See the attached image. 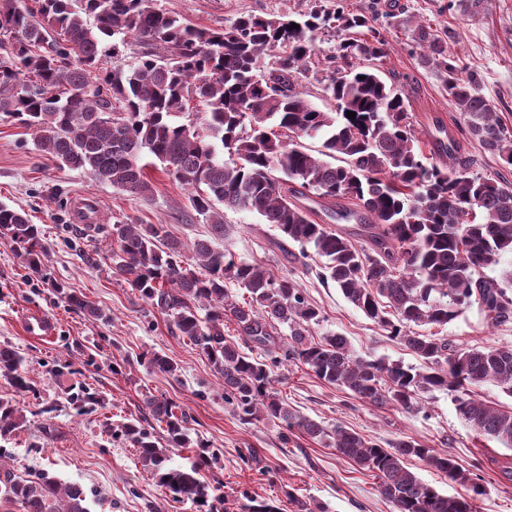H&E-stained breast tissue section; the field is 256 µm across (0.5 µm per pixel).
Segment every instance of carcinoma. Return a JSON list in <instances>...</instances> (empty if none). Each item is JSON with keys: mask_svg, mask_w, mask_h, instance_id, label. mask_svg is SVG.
I'll return each instance as SVG.
<instances>
[{"mask_svg": "<svg viewBox=\"0 0 512 512\" xmlns=\"http://www.w3.org/2000/svg\"><path fill=\"white\" fill-rule=\"evenodd\" d=\"M331 20L336 53L320 61L316 32ZM129 39L140 45L135 61L100 75L109 51ZM412 42L441 77L469 136L512 166V128L483 96L478 72L460 65L448 41L428 26L417 24ZM383 57L380 33L362 13L242 15L207 28L154 0H80L78 8L72 0H0V114L32 131L37 151L133 194L151 191L145 169L159 165L189 191L191 209L217 236L224 235L223 209L259 215L280 232L281 249L313 247L324 258L319 277L425 363L420 369L365 360L341 335L311 340L309 327L320 322V311L293 279L238 261L207 239L192 248L197 272L185 266L183 247L162 225L113 224L107 231L116 243L112 265L207 357L238 419H275L283 443L303 437L335 449L373 473L394 512H476L485 489L452 453L413 437L383 446L342 426L329 430L288 407L274 387L275 370L293 366L374 407L405 413L419 410L421 395L448 391L470 429L512 447V410L487 405L471 390L493 383L512 394V345L468 349L407 331L445 326L474 304L495 322L512 319V270L498 280L484 273L512 252V184L475 172L451 137L436 141L426 156L406 98L380 75L376 61ZM312 76L336 102L335 111L307 98L303 86ZM198 107L201 124L192 119ZM306 139L320 140L321 148L309 149ZM219 146L231 161L219 157ZM308 191L336 219L358 223L365 245L315 222L314 209L298 202ZM344 198L356 207L340 205ZM0 239L15 245L25 267L42 268V229L26 212L0 205ZM230 283L245 297L237 299ZM49 286L73 309L101 316L83 296ZM226 323L260 354L229 342ZM148 363L178 377L180 366L166 356L154 354ZM22 364L18 350L0 346V378L17 393H31ZM68 400L80 413L104 407L86 384L68 392ZM143 404L152 422L115 427L106 421L105 432L131 443L171 500L189 502L196 512H222L224 495L201 480L216 453L189 438L185 410L163 397L147 395ZM24 422L18 403L0 398V441ZM172 448L195 449L189 467H167ZM412 457L465 492L447 496L423 482L408 466ZM7 459L11 452L0 447V503H19L24 512H90L81 487L46 472L24 479ZM281 510L278 500L247 494L240 503V512Z\"/></svg>", "mask_w": 512, "mask_h": 512, "instance_id": "cac0c4a2", "label": "carcinoma"}]
</instances>
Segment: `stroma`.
Segmentation results:
<instances>
[{
    "label": "stroma",
    "instance_id": "35a3bbf8",
    "mask_svg": "<svg viewBox=\"0 0 512 512\" xmlns=\"http://www.w3.org/2000/svg\"><path fill=\"white\" fill-rule=\"evenodd\" d=\"M167 12L199 26L219 28L241 15H298L321 4L373 16L385 38L382 77L408 100L409 120L423 149L452 135L461 156L475 160L480 172L512 182V166L484 151L462 132L463 120L439 78L411 46L407 28L425 22L439 35H451L450 50L476 69L483 93L502 121L512 127V0H486L477 16L450 12L448 0H157ZM151 192L131 194L80 171L58 168L35 151L29 130L0 115V203L28 212L40 225L45 247L44 272L25 269L9 244L0 242V344L25 358L34 394L15 396L0 379V397H16L26 421L8 446L17 475L29 478L48 471L80 486L91 512H194L191 504L173 502L145 470L132 446L104 433L105 420L144 418L145 394L164 397L189 414L191 437L209 441L220 452L203 478L222 484L226 512H238L249 493L282 497L283 486L321 504L326 512H394L377 491L372 473L339 456L335 449L297 440L282 445L280 429L270 420L240 422L224 402V389L209 360L166 319L143 301L112 265L113 242L102 234L81 236L72 228L78 203L93 202L104 224L137 222L163 225L169 236L192 247L210 237V226L191 210L188 192L161 168L148 171ZM275 226L247 211L225 210L224 235L217 249L236 259L261 264L274 276L293 278L307 300L321 312L312 325L314 339L346 336L354 353L414 367L422 361L362 311L334 285L316 275L321 257L300 262L298 245L279 250ZM211 238V237H210ZM56 279L82 293L102 313L92 319L71 309L46 284ZM49 315L56 331L51 340L25 335L26 312ZM437 335L467 348L512 344V320L493 324L479 307L466 309ZM177 362L171 378L150 368L152 354ZM121 374H113V365ZM277 389L288 405L333 428L343 426L382 444L410 436L431 448L453 452L464 467H476L485 495L477 512H512V482L499 465L512 450L479 436L458 417L451 395H423L421 412L380 409L350 392L300 370H281ZM89 384L104 399L103 408L76 414L65 394Z\"/></svg>",
    "mask_w": 512,
    "mask_h": 512
}]
</instances>
